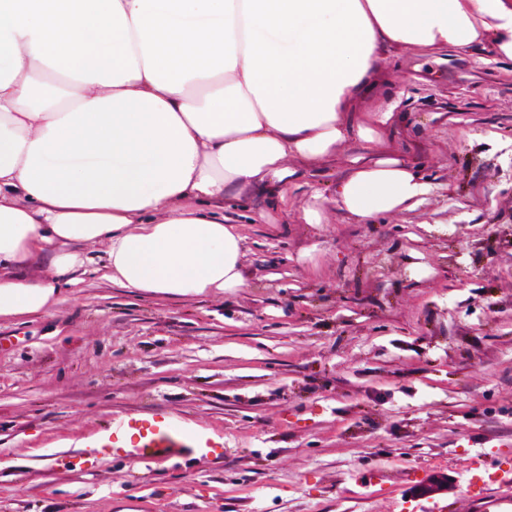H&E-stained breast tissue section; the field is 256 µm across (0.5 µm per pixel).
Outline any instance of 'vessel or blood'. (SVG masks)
<instances>
[{
    "instance_id": "1",
    "label": "vessel or blood",
    "mask_w": 512,
    "mask_h": 512,
    "mask_svg": "<svg viewBox=\"0 0 512 512\" xmlns=\"http://www.w3.org/2000/svg\"><path fill=\"white\" fill-rule=\"evenodd\" d=\"M89 445L137 462L159 461L182 453L206 458L216 453L222 443L214 437L185 431L166 414L156 413L148 419L131 418L109 425Z\"/></svg>"
}]
</instances>
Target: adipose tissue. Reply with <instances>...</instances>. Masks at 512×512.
<instances>
[{"label":"adipose tissue","instance_id":"obj_1","mask_svg":"<svg viewBox=\"0 0 512 512\" xmlns=\"http://www.w3.org/2000/svg\"><path fill=\"white\" fill-rule=\"evenodd\" d=\"M477 44L512 60V0H0V321L94 275L245 287L242 238L205 205L284 194L351 137L383 143L395 103L356 104L388 49ZM430 191L373 153L335 196L365 222Z\"/></svg>","mask_w":512,"mask_h":512}]
</instances>
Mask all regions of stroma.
Returning <instances> with one entry per match:
<instances>
[{"label": "stroma", "instance_id": "1", "mask_svg": "<svg viewBox=\"0 0 512 512\" xmlns=\"http://www.w3.org/2000/svg\"><path fill=\"white\" fill-rule=\"evenodd\" d=\"M375 73L363 108L396 102L385 138L433 187L416 210L338 208L350 159L378 149L353 137L287 201H225L245 287L89 279L0 323V512H512V61L401 50ZM158 411L223 452L84 446ZM434 471L454 489L409 499Z\"/></svg>", "mask_w": 512, "mask_h": 512}]
</instances>
